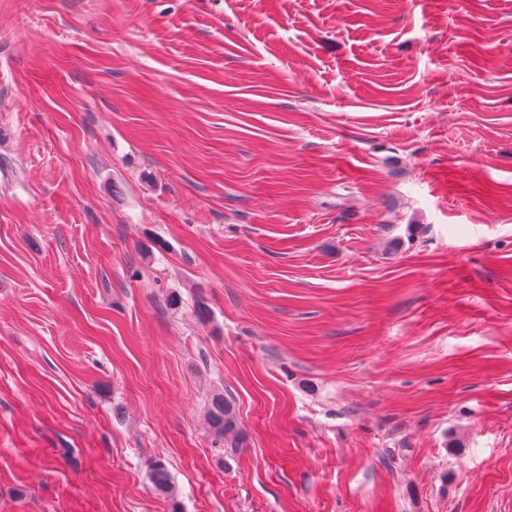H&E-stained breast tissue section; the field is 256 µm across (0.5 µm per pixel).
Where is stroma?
Segmentation results:
<instances>
[{"label":"stroma","mask_w":512,"mask_h":512,"mask_svg":"<svg viewBox=\"0 0 512 512\" xmlns=\"http://www.w3.org/2000/svg\"><path fill=\"white\" fill-rule=\"evenodd\" d=\"M0 512H512V0H0ZM207 421L210 430L218 437L236 434L238 419L229 397H224V389H214L208 399ZM149 469L153 491L163 498L174 500V488L164 459L155 458L150 462Z\"/></svg>","instance_id":"35a3bbf8"}]
</instances>
